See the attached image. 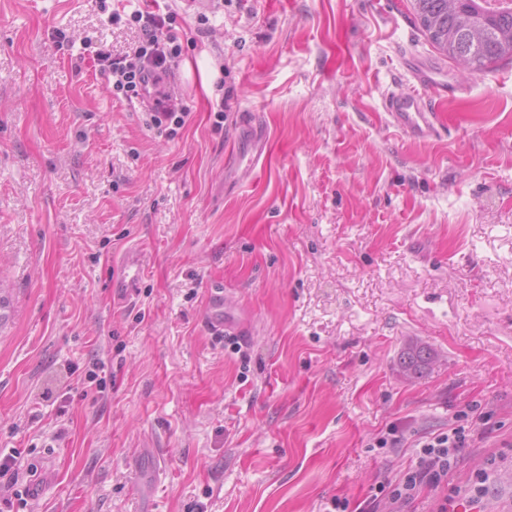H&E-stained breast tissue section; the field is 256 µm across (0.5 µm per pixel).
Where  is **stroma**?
<instances>
[{"instance_id":"obj_1","label":"stroma","mask_w":512,"mask_h":512,"mask_svg":"<svg viewBox=\"0 0 512 512\" xmlns=\"http://www.w3.org/2000/svg\"><path fill=\"white\" fill-rule=\"evenodd\" d=\"M165 5L173 140L94 56L131 50L143 0H0V453L51 468L20 512H360L463 418L449 489L495 458L477 507L512 512V61L460 71L408 0ZM411 55L465 88L427 142L383 112ZM245 124L266 162L228 180ZM131 245L152 263L124 302ZM213 287L244 335H210ZM416 341L435 358L409 381Z\"/></svg>"}]
</instances>
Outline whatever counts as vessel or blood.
Here are the masks:
<instances>
[{
  "label": "vessel or blood",
  "instance_id": "1",
  "mask_svg": "<svg viewBox=\"0 0 512 512\" xmlns=\"http://www.w3.org/2000/svg\"><path fill=\"white\" fill-rule=\"evenodd\" d=\"M405 67L410 75L409 85L396 87L387 93L383 109L388 122L408 137L418 141L433 139L438 132V114L431 101L432 95L453 96L457 86L442 80L438 72L424 65L416 58H407ZM244 136L249 137L251 151L240 156L239 164L251 168L259 161L266 148V140L258 130L247 128ZM148 271V259L142 250L132 249L123 257L120 270L109 286L113 297L123 300L135 298L142 280ZM206 325L213 335H235L241 325L230 313V306L222 289L209 291L206 310Z\"/></svg>",
  "mask_w": 512,
  "mask_h": 512
}]
</instances>
